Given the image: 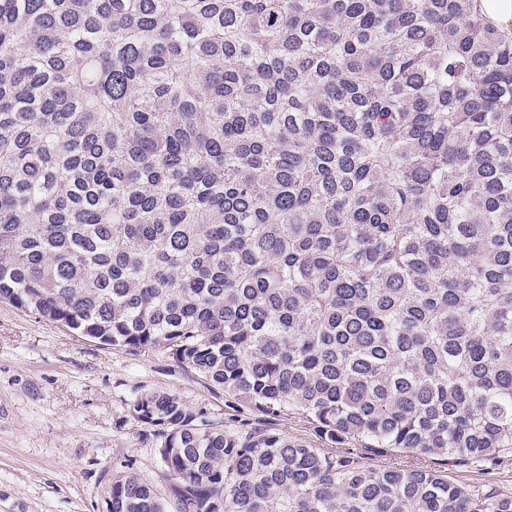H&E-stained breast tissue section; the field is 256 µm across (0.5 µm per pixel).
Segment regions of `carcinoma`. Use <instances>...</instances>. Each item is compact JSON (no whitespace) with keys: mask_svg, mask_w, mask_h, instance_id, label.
Segmentation results:
<instances>
[{"mask_svg":"<svg viewBox=\"0 0 512 512\" xmlns=\"http://www.w3.org/2000/svg\"><path fill=\"white\" fill-rule=\"evenodd\" d=\"M0 302L263 417L136 398L110 512H512V37L478 0H0ZM300 415L326 453L272 422ZM364 461L367 465L376 467V468H412L416 466H423L427 464L424 459L417 456H374L372 454L367 455ZM442 470L448 473V479L457 483H462L476 488H485L492 486L502 493L512 492V469H500L481 471L474 467L455 466L449 463L448 466H440ZM445 467V468H444Z\"/></svg>","mask_w":512,"mask_h":512,"instance_id":"obj_1","label":"carcinoma"}]
</instances>
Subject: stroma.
<instances>
[{"label":"stroma","mask_w":512,"mask_h":512,"mask_svg":"<svg viewBox=\"0 0 512 512\" xmlns=\"http://www.w3.org/2000/svg\"><path fill=\"white\" fill-rule=\"evenodd\" d=\"M168 392L225 424L224 392L162 350L100 345L0 303V512H104L113 473L157 481L136 396Z\"/></svg>","instance_id":"obj_1"}]
</instances>
